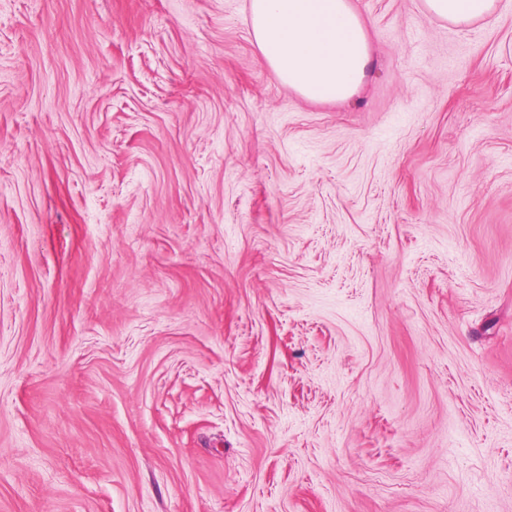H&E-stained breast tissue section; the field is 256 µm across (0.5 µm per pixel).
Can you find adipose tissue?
I'll return each mask as SVG.
<instances>
[{
  "instance_id": "1",
  "label": "adipose tissue",
  "mask_w": 512,
  "mask_h": 512,
  "mask_svg": "<svg viewBox=\"0 0 512 512\" xmlns=\"http://www.w3.org/2000/svg\"><path fill=\"white\" fill-rule=\"evenodd\" d=\"M427 11L455 24L488 15L495 0H425ZM252 28L280 80L320 100L351 98L371 62L364 26L349 0H251Z\"/></svg>"
}]
</instances>
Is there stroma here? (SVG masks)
<instances>
[{
    "instance_id": "1",
    "label": "stroma",
    "mask_w": 512,
    "mask_h": 512,
    "mask_svg": "<svg viewBox=\"0 0 512 512\" xmlns=\"http://www.w3.org/2000/svg\"><path fill=\"white\" fill-rule=\"evenodd\" d=\"M0 0V512H512V0ZM252 28L280 80L320 100L349 99L371 62L349 0H251ZM427 11L455 24L468 23L488 15L495 0H425Z\"/></svg>"
}]
</instances>
